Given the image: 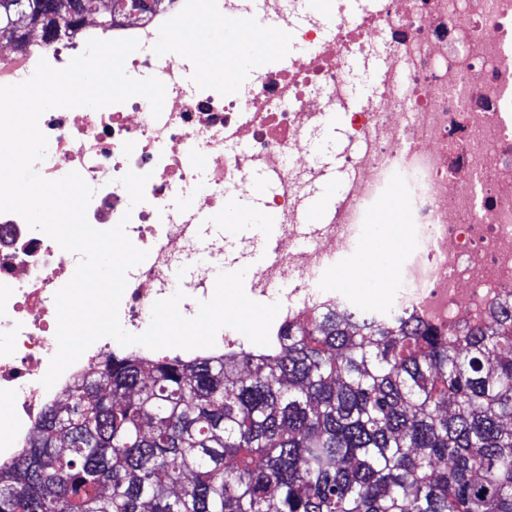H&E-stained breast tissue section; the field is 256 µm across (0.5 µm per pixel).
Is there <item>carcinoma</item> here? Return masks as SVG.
I'll return each instance as SVG.
<instances>
[{
	"instance_id": "carcinoma-1",
	"label": "carcinoma",
	"mask_w": 512,
	"mask_h": 512,
	"mask_svg": "<svg viewBox=\"0 0 512 512\" xmlns=\"http://www.w3.org/2000/svg\"><path fill=\"white\" fill-rule=\"evenodd\" d=\"M103 2L0 0V40L158 4ZM358 315L233 362L106 359L0 469V512H512V305L446 334Z\"/></svg>"
}]
</instances>
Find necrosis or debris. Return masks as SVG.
<instances>
[{"label":"necrosis or debris","instance_id":"obj_1","mask_svg":"<svg viewBox=\"0 0 512 512\" xmlns=\"http://www.w3.org/2000/svg\"><path fill=\"white\" fill-rule=\"evenodd\" d=\"M350 1L336 0L328 21L301 12V0H167L146 20L105 27L87 16L66 37L39 31L20 48L0 43V85L26 80L42 59L66 67L89 39L135 38L140 47L127 57L126 73L166 86L157 117L146 99L134 96L97 110L53 108L39 120L53 153L38 172L51 180L78 172L94 190L89 223L108 230L125 222L131 242L148 253L127 274L119 306L127 332L143 333L153 304L175 293L174 266L194 269L179 305L184 317L212 297V271L193 261L202 247L223 260L224 239L203 218L223 213L225 197L251 188L257 172L277 183L268 206L281 224V244L255 276L253 292L292 281L269 349L291 323L329 312L355 321L342 294L319 275L366 233L371 211L392 198L416 229L415 247L399 266L392 311L440 329L467 328L491 322L497 307L512 303V0H354V9ZM248 8L306 50L264 70L236 96L224 94V71L202 67L201 48L182 43L161 56L150 51L186 16L231 20ZM379 48L386 67L361 107L349 110L347 65L370 63ZM336 110L349 118L353 147L342 161L348 180L329 222L303 246L301 190L323 176L306 146ZM130 171L149 177L145 200L135 206L120 182ZM203 175L208 187L199 193ZM189 193L196 204L186 209L179 199ZM78 262L21 216L0 213V398L12 408L0 425L2 468L30 446L45 410L63 403L113 352L110 339L101 338L52 387L42 384L58 349L55 294ZM242 348L240 337L220 332L211 348L140 345L131 354L150 366L170 356L231 361Z\"/></svg>","mask_w":512,"mask_h":512}]
</instances>
